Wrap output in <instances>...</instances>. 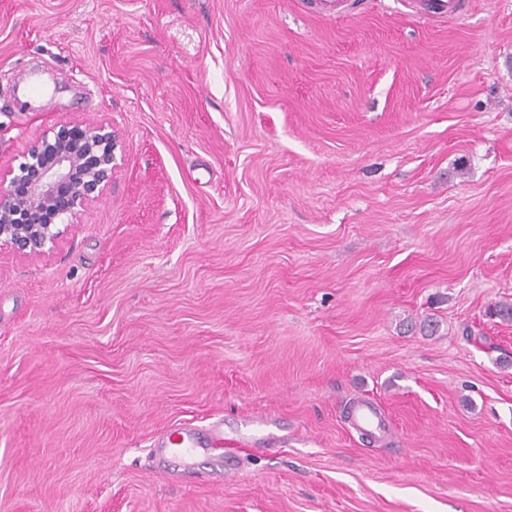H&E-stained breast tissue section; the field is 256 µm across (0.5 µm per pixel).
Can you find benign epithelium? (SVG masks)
<instances>
[{
    "label": "benign epithelium",
    "instance_id": "7a95c632",
    "mask_svg": "<svg viewBox=\"0 0 512 512\" xmlns=\"http://www.w3.org/2000/svg\"><path fill=\"white\" fill-rule=\"evenodd\" d=\"M117 142L112 128L62 123L30 145L24 161L0 174V251L39 257L108 186Z\"/></svg>",
    "mask_w": 512,
    "mask_h": 512
}]
</instances>
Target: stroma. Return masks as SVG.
Masks as SVG:
<instances>
[{
	"label": "stroma",
	"instance_id": "stroma-1",
	"mask_svg": "<svg viewBox=\"0 0 512 512\" xmlns=\"http://www.w3.org/2000/svg\"><path fill=\"white\" fill-rule=\"evenodd\" d=\"M60 122L118 165L0 253V512H512V0H0V170ZM415 2L421 4V12L418 15L423 18H442L450 21L462 16L467 11L466 2L463 0H421ZM350 419L352 425L367 433H381L384 430V421L374 407L363 402L356 409L351 411ZM206 437L210 448H200L197 433L193 429H184L178 432L176 439L169 436L164 443L165 447L157 450L191 468L195 465V459L201 451L208 449L214 457L213 468L210 471L201 472L203 481L212 482L214 475L221 472L222 468L224 476L236 473L232 470L233 456L224 451V430L221 423L212 424L207 430Z\"/></svg>",
	"mask_w": 512,
	"mask_h": 512
}]
</instances>
